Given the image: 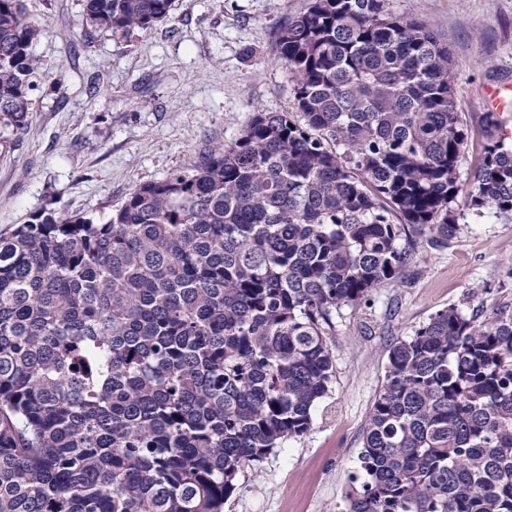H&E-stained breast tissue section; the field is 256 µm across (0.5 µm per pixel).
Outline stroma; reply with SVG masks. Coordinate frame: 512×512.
<instances>
[{
	"label": "stroma",
	"mask_w": 512,
	"mask_h": 512,
	"mask_svg": "<svg viewBox=\"0 0 512 512\" xmlns=\"http://www.w3.org/2000/svg\"><path fill=\"white\" fill-rule=\"evenodd\" d=\"M310 0H175L168 21L126 38L85 37L83 0H27L44 27L27 127L0 145V231L53 209L108 219L139 184L190 167L199 151L239 137L255 112L294 111L273 45ZM447 45L468 145L447 247L413 242L414 259L367 302L337 310L335 376L309 429L245 466L224 512H344L363 430L391 346L437 311L490 321L512 313V221L474 216L467 198L485 139L489 89L512 96V0H388ZM102 93L93 95L91 82ZM61 83L59 92L51 84Z\"/></svg>",
	"instance_id": "35a3bbf8"
}]
</instances>
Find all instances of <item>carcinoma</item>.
Segmentation results:
<instances>
[{
	"instance_id": "carcinoma-1",
	"label": "carcinoma",
	"mask_w": 512,
	"mask_h": 512,
	"mask_svg": "<svg viewBox=\"0 0 512 512\" xmlns=\"http://www.w3.org/2000/svg\"><path fill=\"white\" fill-rule=\"evenodd\" d=\"M0 0V125L26 127L42 28ZM125 37L173 0H84ZM299 119L136 186L104 223L0 233V512H224L304 434L333 314L446 248L467 146L448 47L387 0H313L277 33ZM484 117L469 208L512 220V146ZM398 212L405 223L390 219ZM346 512H512V314L442 309L389 353Z\"/></svg>"
}]
</instances>
